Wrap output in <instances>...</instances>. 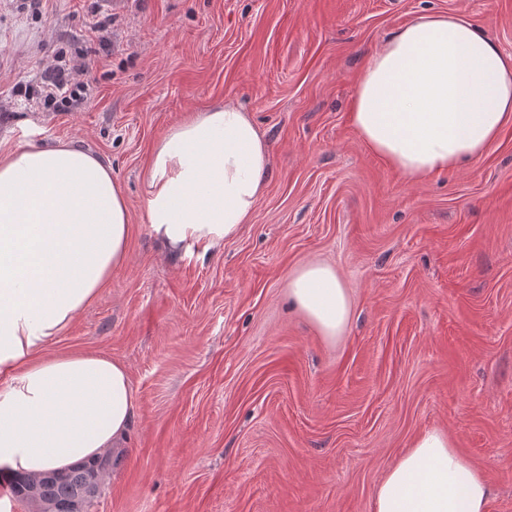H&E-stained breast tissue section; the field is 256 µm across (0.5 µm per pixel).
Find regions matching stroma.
Returning a JSON list of instances; mask_svg holds the SVG:
<instances>
[{"label": "stroma", "mask_w": 512, "mask_h": 512, "mask_svg": "<svg viewBox=\"0 0 512 512\" xmlns=\"http://www.w3.org/2000/svg\"><path fill=\"white\" fill-rule=\"evenodd\" d=\"M425 13L470 17L512 56V0H0V157L79 143L131 213L128 264L41 351L105 355L131 379L90 512H372L429 429L481 471L487 512H512V126L410 182L351 123L371 56ZM90 47L82 104L36 108L49 66ZM227 99L269 142L266 193L236 237L168 253L146 218L150 149ZM309 260L351 290L333 340L288 298Z\"/></svg>", "instance_id": "1"}]
</instances>
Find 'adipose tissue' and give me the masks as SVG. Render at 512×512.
Wrapping results in <instances>:
<instances>
[{
	"mask_svg": "<svg viewBox=\"0 0 512 512\" xmlns=\"http://www.w3.org/2000/svg\"><path fill=\"white\" fill-rule=\"evenodd\" d=\"M351 120L408 180L482 156L512 124V56L470 18L425 14L363 70ZM270 175L268 145L233 102L192 113L152 146L147 218L167 247L210 248L250 221ZM130 209L112 170L73 143L0 157V475L34 476L126 440L135 397L125 366L97 355L36 359L128 261ZM288 295L322 336L351 314L335 270L301 264ZM491 489L446 432L417 435L377 488L373 512H487Z\"/></svg>",
	"mask_w": 512,
	"mask_h": 512,
	"instance_id": "1",
	"label": "adipose tissue"
}]
</instances>
